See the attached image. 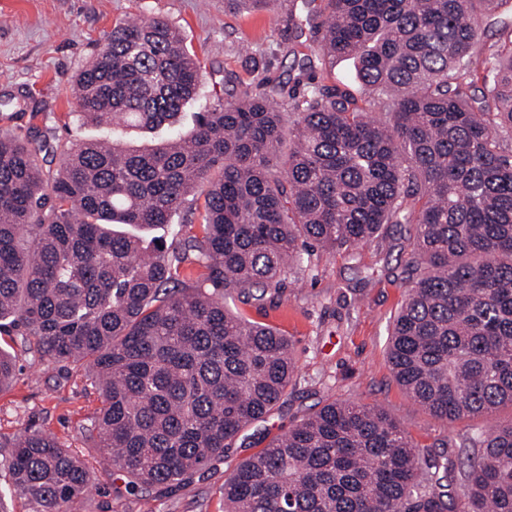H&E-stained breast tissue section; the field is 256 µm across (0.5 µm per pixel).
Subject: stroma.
Wrapping results in <instances>:
<instances>
[{
    "label": "stroma",
    "mask_w": 512,
    "mask_h": 512,
    "mask_svg": "<svg viewBox=\"0 0 512 512\" xmlns=\"http://www.w3.org/2000/svg\"><path fill=\"white\" fill-rule=\"evenodd\" d=\"M312 9L309 0H275L271 9L252 11L227 9L224 0H0V133L47 129L62 144L111 137V130L77 116L73 77L115 21L141 16L185 31L204 68L201 99L181 114L182 129L190 130L203 104L218 105L245 90L252 66L287 79L313 43L302 23ZM408 244V234L396 232L350 256L315 252L274 300L240 306V313L291 342L296 382L283 406L242 432L228 457L174 493H123L115 474L98 471L74 512H224V480L231 470L327 398L383 406L420 448L484 426L481 417L452 424L433 417L393 376L387 343L406 296L398 266ZM0 347L18 357L13 382L0 390V438L36 429L92 458L87 436L98 401L89 364L40 359L16 336L0 338Z\"/></svg>",
    "instance_id": "35a3bbf8"
}]
</instances>
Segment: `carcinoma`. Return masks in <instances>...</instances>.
<instances>
[{"mask_svg": "<svg viewBox=\"0 0 512 512\" xmlns=\"http://www.w3.org/2000/svg\"><path fill=\"white\" fill-rule=\"evenodd\" d=\"M510 1L322 0L296 77L259 79L188 135L175 127L203 70L187 35L119 20L75 75L77 114L168 140L0 134V336L95 369L93 444L125 489L177 490L287 394L288 338L227 300L272 297L314 249L390 226L416 225L388 341L397 383L448 423L512 407V21L498 50L470 53ZM345 57L360 98L317 81ZM181 210L190 231L151 235ZM16 370L1 348L0 388ZM0 447L32 512H70L90 485L88 462L43 433ZM224 508L512 512V419L430 450L379 406L328 401L231 471Z\"/></svg>", "mask_w": 512, "mask_h": 512, "instance_id": "cac0c4a2", "label": "carcinoma"}]
</instances>
